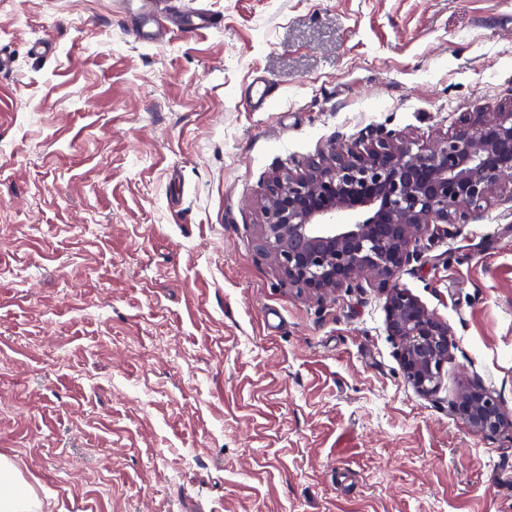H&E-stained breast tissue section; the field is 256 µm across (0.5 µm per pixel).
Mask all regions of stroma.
I'll return each instance as SVG.
<instances>
[{"label":"stroma","instance_id":"1","mask_svg":"<svg viewBox=\"0 0 512 512\" xmlns=\"http://www.w3.org/2000/svg\"><path fill=\"white\" fill-rule=\"evenodd\" d=\"M163 8L224 25L0 0V455L40 512H512V429L452 412L479 384L512 416V191L397 278L450 332L429 396L385 288L313 298L260 238L273 171L512 106V0ZM155 0H140L137 11L130 15L132 35L142 43H151L163 37L167 30V17L155 11ZM174 25H181L183 32L192 33L199 29L219 28L221 26V19H217L205 11H200L188 20H183L181 16L176 15Z\"/></svg>","mask_w":512,"mask_h":512}]
</instances>
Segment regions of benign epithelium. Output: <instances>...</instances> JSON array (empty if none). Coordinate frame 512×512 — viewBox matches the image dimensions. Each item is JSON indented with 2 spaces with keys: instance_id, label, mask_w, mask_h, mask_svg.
<instances>
[{
  "instance_id": "benign-epithelium-1",
  "label": "benign epithelium",
  "mask_w": 512,
  "mask_h": 512,
  "mask_svg": "<svg viewBox=\"0 0 512 512\" xmlns=\"http://www.w3.org/2000/svg\"><path fill=\"white\" fill-rule=\"evenodd\" d=\"M508 184L512 109L481 115L429 146L380 129L362 147L336 144L300 174L273 175L261 203V240L288 281L319 298L359 287L365 274L385 285L418 255L428 232L469 223ZM342 213L357 219L338 224ZM385 312L407 381L432 394L448 361V324L398 284L387 290ZM453 413L486 435L512 428L500 400L479 385L460 392Z\"/></svg>"
}]
</instances>
